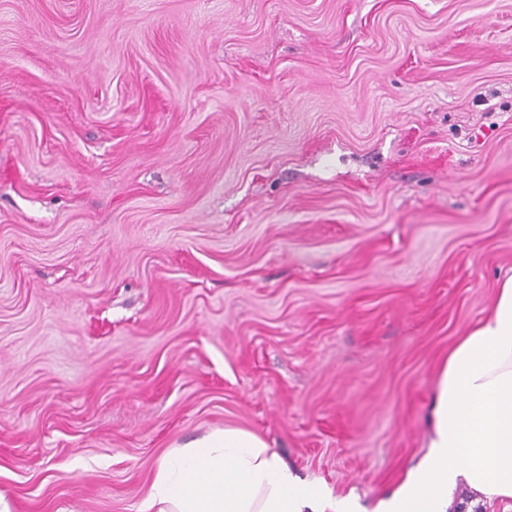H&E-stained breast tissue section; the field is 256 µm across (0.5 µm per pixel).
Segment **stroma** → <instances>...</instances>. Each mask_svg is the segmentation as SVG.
Listing matches in <instances>:
<instances>
[{
  "instance_id": "stroma-1",
  "label": "stroma",
  "mask_w": 512,
  "mask_h": 512,
  "mask_svg": "<svg viewBox=\"0 0 512 512\" xmlns=\"http://www.w3.org/2000/svg\"><path fill=\"white\" fill-rule=\"evenodd\" d=\"M507 272L512 0H0L14 512L224 427L371 510Z\"/></svg>"
}]
</instances>
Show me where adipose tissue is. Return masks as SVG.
<instances>
[{"instance_id":"adipose-tissue-1","label":"adipose tissue","mask_w":512,"mask_h":512,"mask_svg":"<svg viewBox=\"0 0 512 512\" xmlns=\"http://www.w3.org/2000/svg\"><path fill=\"white\" fill-rule=\"evenodd\" d=\"M424 454L375 512H448L459 486L470 507L512 512V275L490 312L468 327L436 373ZM136 512H361L353 496L304 482L264 439L217 429L171 450Z\"/></svg>"}]
</instances>
